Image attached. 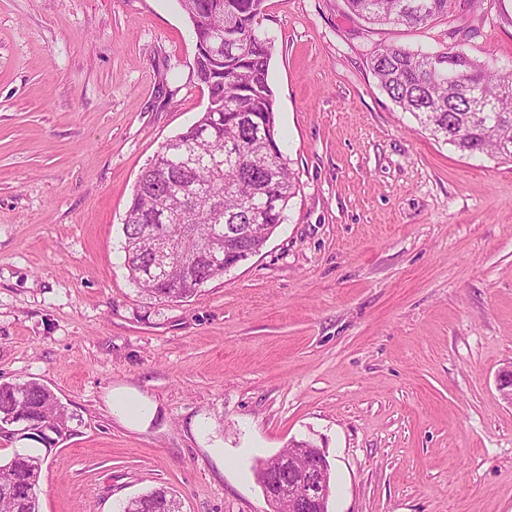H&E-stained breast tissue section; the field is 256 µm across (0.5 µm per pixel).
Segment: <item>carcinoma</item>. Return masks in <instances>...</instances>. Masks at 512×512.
Returning <instances> with one entry per match:
<instances>
[{
	"instance_id": "carcinoma-1",
	"label": "carcinoma",
	"mask_w": 512,
	"mask_h": 512,
	"mask_svg": "<svg viewBox=\"0 0 512 512\" xmlns=\"http://www.w3.org/2000/svg\"><path fill=\"white\" fill-rule=\"evenodd\" d=\"M355 15L373 25L426 26L448 15L451 0H346ZM193 16L196 40V77L208 88L209 102L201 117L184 132L167 140L157 155L175 159L190 152L220 160L193 168L183 180L163 188L157 172L145 168L133 190L123 224L125 265L129 276L152 295L170 301L195 295L207 282L224 275L225 268H209L198 249V238L224 234L236 224L253 225L257 248L264 246L284 219L295 196L297 182L279 144L276 99L268 82L272 43L258 36L265 0H178ZM224 16V62L213 60L208 45L209 25ZM382 90L410 113L431 136L450 144L463 155L488 154L512 161V65L480 63L461 51L421 53L386 45L369 57ZM224 113V123L209 121L211 112ZM197 197L193 222L196 233L183 237L181 262L167 273L170 288L142 275L148 262L146 230L181 223L175 210L157 220V200L175 198L181 191ZM224 196L222 214L214 215L209 199ZM196 267L199 278L183 277L182 265ZM24 408L31 422L29 439L36 442L49 432L45 447L72 435L75 415L55 393L38 381L0 383V420ZM42 459L15 452L0 463V512H39L37 487ZM174 494L166 487L127 501L120 512H157L158 500Z\"/></svg>"
}]
</instances>
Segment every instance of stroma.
<instances>
[{
    "label": "stroma",
    "mask_w": 512,
    "mask_h": 512,
    "mask_svg": "<svg viewBox=\"0 0 512 512\" xmlns=\"http://www.w3.org/2000/svg\"><path fill=\"white\" fill-rule=\"evenodd\" d=\"M280 148L300 185L259 254L164 301L123 222L141 171L204 111L177 0H0V382L75 413L40 512H271L254 466L306 440L328 512H512V162L464 156L378 86L376 47L512 64V0L418 30L345 0H266ZM117 390L153 405L129 425ZM168 498L176 499V496L167 487H157L148 493L139 495L127 501L122 507L120 512L131 511H145L155 512L158 511V500H166ZM160 510L169 512H180V504L174 502L172 499L166 500L159 506Z\"/></svg>",
    "instance_id": "35a3bbf8"
}]
</instances>
